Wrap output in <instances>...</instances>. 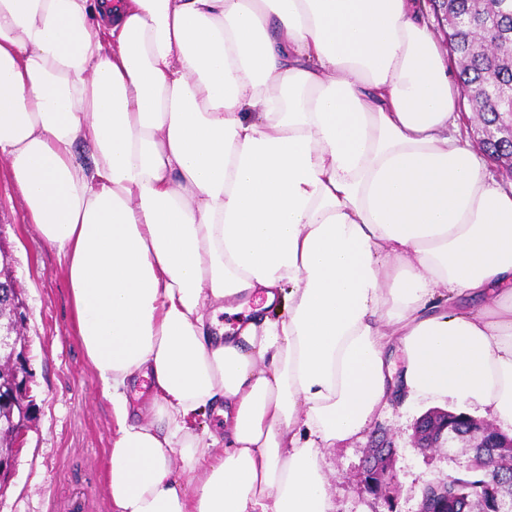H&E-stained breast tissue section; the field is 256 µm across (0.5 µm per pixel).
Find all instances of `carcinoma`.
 Masks as SVG:
<instances>
[{
    "label": "carcinoma",
    "instance_id": "carcinoma-1",
    "mask_svg": "<svg viewBox=\"0 0 512 512\" xmlns=\"http://www.w3.org/2000/svg\"><path fill=\"white\" fill-rule=\"evenodd\" d=\"M446 36L461 96L475 106L484 127L496 128L500 111L496 90L512 88V0H448ZM479 147L500 160L512 156V140L507 137L482 140ZM0 358V386H8L17 376L12 350L0 352ZM451 478L461 490L487 501L497 490L512 488V470L496 475L494 486L475 482L473 474L461 469Z\"/></svg>",
    "mask_w": 512,
    "mask_h": 512
}]
</instances>
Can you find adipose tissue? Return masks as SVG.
<instances>
[{"label":"adipose tissue","instance_id":"ef3b65f1","mask_svg":"<svg viewBox=\"0 0 512 512\" xmlns=\"http://www.w3.org/2000/svg\"><path fill=\"white\" fill-rule=\"evenodd\" d=\"M457 119L416 0H0V158L112 406V512H334L324 449L396 402L512 428V185Z\"/></svg>","mask_w":512,"mask_h":512}]
</instances>
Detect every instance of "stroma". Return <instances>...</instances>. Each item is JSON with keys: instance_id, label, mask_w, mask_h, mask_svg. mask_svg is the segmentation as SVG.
Instances as JSON below:
<instances>
[{"instance_id": "stroma-1", "label": "stroma", "mask_w": 512, "mask_h": 512, "mask_svg": "<svg viewBox=\"0 0 512 512\" xmlns=\"http://www.w3.org/2000/svg\"><path fill=\"white\" fill-rule=\"evenodd\" d=\"M0 250L27 310L29 391L33 413L10 479L0 491V512H112L103 486L112 446V410L99 390L71 319L69 290L54 248L27 224L21 196L0 159ZM429 401L387 409L361 435L324 452L335 512H387L383 500L365 493L358 475L372 436L394 443L395 482L389 492L396 512H417L421 491L446 479L459 460L425 455L413 445L416 420Z\"/></svg>"}]
</instances>
